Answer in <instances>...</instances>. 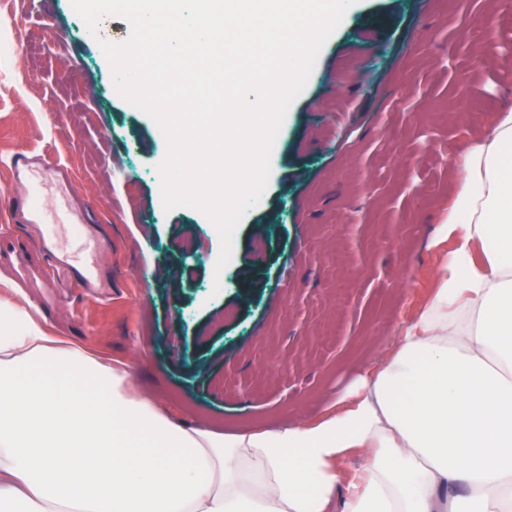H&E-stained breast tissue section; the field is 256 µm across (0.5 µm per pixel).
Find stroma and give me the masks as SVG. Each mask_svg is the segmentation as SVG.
I'll return each mask as SVG.
<instances>
[{"label": "stroma", "instance_id": "obj_1", "mask_svg": "<svg viewBox=\"0 0 512 512\" xmlns=\"http://www.w3.org/2000/svg\"><path fill=\"white\" fill-rule=\"evenodd\" d=\"M9 8L48 48L23 70L0 68V156L60 163L76 198L97 205L105 236L89 253L111 290L98 305L66 278L27 286L3 264L0 297L54 336L134 362L133 390L178 421L228 434L336 411L434 292L453 159L512 94V6L356 0L290 105L220 272L211 221L163 206L157 124L116 90L101 45L123 42L128 21L88 29L71 0Z\"/></svg>", "mask_w": 512, "mask_h": 512}]
</instances>
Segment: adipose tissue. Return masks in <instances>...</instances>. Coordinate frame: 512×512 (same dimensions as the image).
<instances>
[{
	"label": "adipose tissue",
	"mask_w": 512,
	"mask_h": 512,
	"mask_svg": "<svg viewBox=\"0 0 512 512\" xmlns=\"http://www.w3.org/2000/svg\"><path fill=\"white\" fill-rule=\"evenodd\" d=\"M456 166L433 298L314 423L187 426L1 298L0 512H512V103Z\"/></svg>",
	"instance_id": "obj_1"
}]
</instances>
